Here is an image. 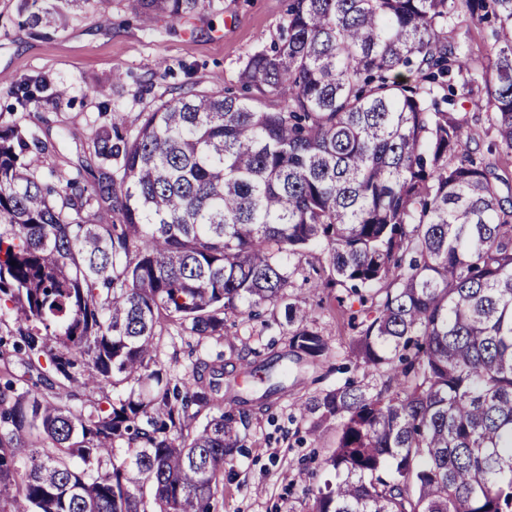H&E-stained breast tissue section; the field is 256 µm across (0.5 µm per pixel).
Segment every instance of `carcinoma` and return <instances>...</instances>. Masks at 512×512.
Masks as SVG:
<instances>
[{"label":"carcinoma","mask_w":512,"mask_h":512,"mask_svg":"<svg viewBox=\"0 0 512 512\" xmlns=\"http://www.w3.org/2000/svg\"><path fill=\"white\" fill-rule=\"evenodd\" d=\"M130 2L144 23L210 6ZM463 15L492 26L476 65ZM444 77L483 85L496 161ZM239 81L255 96L191 87L101 130L99 164L72 178L40 172L39 136L0 130V498L213 512L240 429L287 392L288 354L329 350L285 293L287 263L322 244L315 287L358 296L349 356L382 384L296 404L313 442L334 433L336 482L305 487L307 512H512V0H289ZM267 305L289 353L249 362L259 397L224 411L237 382L201 358L170 385L167 325L222 337L226 313Z\"/></svg>","instance_id":"1"}]
</instances>
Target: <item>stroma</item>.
Returning <instances> with one entry per match:
<instances>
[{"instance_id": "obj_1", "label": "stroma", "mask_w": 512, "mask_h": 512, "mask_svg": "<svg viewBox=\"0 0 512 512\" xmlns=\"http://www.w3.org/2000/svg\"><path fill=\"white\" fill-rule=\"evenodd\" d=\"M22 0H0V128L14 124L51 144L44 169L76 175L95 164L92 142L108 127L101 103L115 108L124 129H134L141 113L191 86L203 91L238 88L239 71L249 55L279 34L286 0H212L210 9L189 19H158L144 25L130 12L129 0H37L42 8L63 12L57 28L31 26ZM45 83L36 102L15 104L18 82ZM323 247L311 248L288 267L287 293L306 298L314 327L329 346L312 363L292 367L288 393L270 412L253 413L245 448L224 475V496L216 512H306L302 486L288 485L285 474L298 472L312 454L326 455L330 441H298L301 427L294 408L298 399L354 377L369 387L376 376L347 366L354 335L348 304L338 303L339 289H317L325 265ZM230 339L203 341L176 328L163 331L157 359L173 381L190 371L193 361L219 354L250 351L261 357L288 350L283 307L263 308L260 317H236Z\"/></svg>"}]
</instances>
